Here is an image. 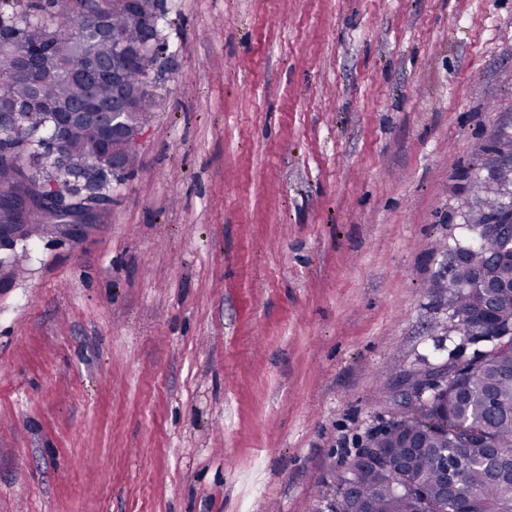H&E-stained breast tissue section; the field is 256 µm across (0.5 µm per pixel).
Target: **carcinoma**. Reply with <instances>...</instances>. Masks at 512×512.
Masks as SVG:
<instances>
[{
    "label": "carcinoma",
    "instance_id": "obj_1",
    "mask_svg": "<svg viewBox=\"0 0 512 512\" xmlns=\"http://www.w3.org/2000/svg\"><path fill=\"white\" fill-rule=\"evenodd\" d=\"M134 10L123 0H43L32 9L0 7V104L18 107L17 123L0 127V149L13 157V174L0 180V224L18 220L9 202L21 192L49 184L43 142L56 133L51 115L80 98L112 109V83H79L68 67L89 58L118 59L123 79L138 105L128 114L130 130L147 120L148 83L157 55L145 46L144 32L158 19L150 0ZM66 165L82 173L89 132L81 126L64 133ZM500 177L485 213L512 211L501 200L499 187L512 175V139L505 138ZM465 224L478 230L476 254L491 252L498 231L478 225L475 215ZM448 288V304L457 317L461 337L496 341L487 362L460 364L462 375L448 390L418 399L397 424L407 425L393 437H373L376 461L336 476L339 497L335 512H421L422 502L448 501L449 512H512V292L489 299L480 288ZM390 480H385L383 471ZM358 489L348 492V482Z\"/></svg>",
    "mask_w": 512,
    "mask_h": 512
}]
</instances>
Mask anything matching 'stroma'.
Instances as JSON below:
<instances>
[{
    "label": "stroma",
    "instance_id": "stroma-1",
    "mask_svg": "<svg viewBox=\"0 0 512 512\" xmlns=\"http://www.w3.org/2000/svg\"><path fill=\"white\" fill-rule=\"evenodd\" d=\"M139 165L0 247V512H329L512 135V0H158ZM104 198H102L96 190H86L83 197V208L78 209V215H75L73 220L69 224H63L60 222H51V224H44L48 217L46 212L42 208H34L28 210L23 221L27 224H13L9 227L0 229V247L4 244H9L15 239H27L33 234L38 232V229L28 225H39L50 226L57 228L63 226L69 231H77L81 226L88 224L100 206L103 204Z\"/></svg>",
    "mask_w": 512,
    "mask_h": 512
}]
</instances>
